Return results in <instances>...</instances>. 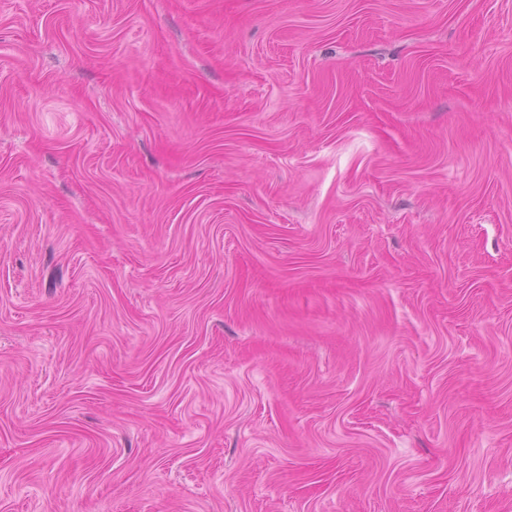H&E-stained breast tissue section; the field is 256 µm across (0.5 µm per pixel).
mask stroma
<instances>
[{"label":"stroma","instance_id":"1","mask_svg":"<svg viewBox=\"0 0 512 512\" xmlns=\"http://www.w3.org/2000/svg\"><path fill=\"white\" fill-rule=\"evenodd\" d=\"M0 512H512V0H0Z\"/></svg>","mask_w":512,"mask_h":512}]
</instances>
